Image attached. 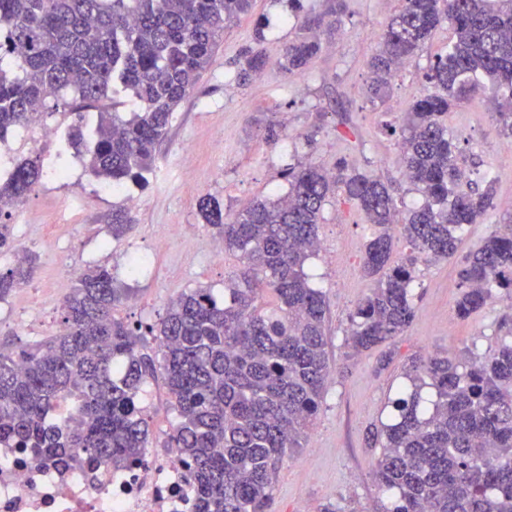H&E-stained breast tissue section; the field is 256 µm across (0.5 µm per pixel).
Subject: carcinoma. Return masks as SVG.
I'll use <instances>...</instances> for the list:
<instances>
[{
    "mask_svg": "<svg viewBox=\"0 0 512 512\" xmlns=\"http://www.w3.org/2000/svg\"><path fill=\"white\" fill-rule=\"evenodd\" d=\"M253 0H0V139L36 123L54 103L92 106L120 88L136 103L124 115L101 112L93 132L78 117L69 144L100 182L146 183L181 103L207 72L229 24ZM302 35L280 62L304 70L321 51V34L337 26L344 0L304 8L289 0ZM448 23L453 40L426 78L434 91L417 98L399 134L403 176L423 203L402 212L391 186L343 160L285 170L288 192L256 198L228 214L210 196L198 202L203 223L245 271L224 283L223 299L199 285L175 299L155 325L130 326L113 309L130 296L105 265L77 276L62 304L65 332L19 354L0 348V442L35 448L64 462L84 457L114 469L142 459L149 424L139 395L162 375L179 420L165 443L189 462L192 512H266L274 474L286 451L302 447L333 372L326 346L325 293L311 286L326 202L342 196L367 220L362 274L373 287L349 315L348 344L359 354L402 335L412 323L420 261L448 259L461 233L494 208L492 176L484 189L457 164L445 117L491 89L502 93L492 118L512 137V0H403L369 62V90L387 94L393 75L427 48ZM242 56L237 80L266 67ZM44 175L38 159L14 161L0 180V216ZM131 227L112 212V237ZM411 246L390 266L395 235ZM29 255L0 273V301L32 275ZM455 310L465 320L512 292V224H498L468 254ZM270 293L277 308L258 306ZM156 336L159 350L143 342ZM380 432L375 478L395 498L392 512H512V342L478 357L435 353L407 364ZM435 390L422 401L421 387ZM70 407L68 418H55Z\"/></svg>",
    "mask_w": 512,
    "mask_h": 512,
    "instance_id": "1",
    "label": "carcinoma"
}]
</instances>
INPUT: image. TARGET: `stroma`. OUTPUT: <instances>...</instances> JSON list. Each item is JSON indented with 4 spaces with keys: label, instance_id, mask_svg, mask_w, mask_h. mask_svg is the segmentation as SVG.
Instances as JSON below:
<instances>
[{
    "label": "stroma",
    "instance_id": "35a3bbf8",
    "mask_svg": "<svg viewBox=\"0 0 512 512\" xmlns=\"http://www.w3.org/2000/svg\"><path fill=\"white\" fill-rule=\"evenodd\" d=\"M402 0H346L341 25L320 55L298 73L282 70L284 49L299 34L288 0H253L247 16L224 32V42L202 81L181 105L147 186H130L135 205L105 196L85 169L61 183L51 175L23 201L7 210L15 245L37 257L31 279L0 303V343L12 351L55 336L61 302L78 272L96 265L111 268L131 298L115 308V318L132 325L154 324L169 302L185 290L210 286L223 296L224 282L243 263L226 251L215 229L203 224L200 197L219 200L232 212L256 197L284 195V169L308 161L326 168L339 160L391 184L398 206H412L419 195L402 175V155L391 126L401 124L414 99L428 86L424 74L453 38L438 28L427 49L403 68L388 94L368 92L367 62L389 17ZM264 23V41L254 39ZM259 49L265 69L247 84L236 80L237 63L247 49ZM485 98L450 112L446 123L457 139L459 161L472 179L493 174L494 209L483 223L467 227L460 253L477 248L494 226L512 217V138L490 119ZM275 126L277 142L265 129ZM125 208L130 230L112 235V212ZM365 218L337 197L327 203L318 228L321 250L307 262L315 287L327 297V351L334 362L319 413L300 448L287 453L274 479L268 512H319L326 502L383 512L390 497L375 479L380 447L375 437L390 419V402L406 383L409 359L433 352L468 349L487 354L512 338V299L497 290L494 300L469 319H459L457 261L419 266L411 327L376 350L352 355L346 343L348 315L367 293L361 272ZM182 225L190 239L170 234ZM142 405L152 431V447H163L176 414L162 381L147 385Z\"/></svg>",
    "mask_w": 512,
    "mask_h": 512
}]
</instances>
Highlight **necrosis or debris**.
<instances>
[{
	"mask_svg": "<svg viewBox=\"0 0 512 512\" xmlns=\"http://www.w3.org/2000/svg\"><path fill=\"white\" fill-rule=\"evenodd\" d=\"M187 469L176 449L115 471L62 467L0 443V512H190Z\"/></svg>",
	"mask_w": 512,
	"mask_h": 512,
	"instance_id": "obj_1",
	"label": "necrosis or debris"
}]
</instances>
